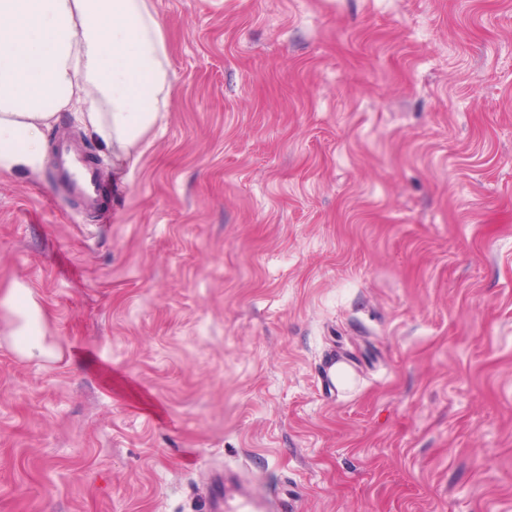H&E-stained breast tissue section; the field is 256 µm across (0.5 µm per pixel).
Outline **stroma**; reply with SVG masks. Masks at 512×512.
Segmentation results:
<instances>
[{
	"label": "stroma",
	"instance_id": "obj_1",
	"mask_svg": "<svg viewBox=\"0 0 512 512\" xmlns=\"http://www.w3.org/2000/svg\"><path fill=\"white\" fill-rule=\"evenodd\" d=\"M164 118L112 188L0 172V512H512V0H150ZM359 375L332 395L323 369ZM3 302L20 322L14 331L15 350L28 359L51 356V349L42 333V313L31 299L29 289L22 285L9 288ZM202 508L206 512L224 511V481L222 476L210 479L207 493L202 500ZM235 512H288V504L277 502L272 498H258L247 489L236 491Z\"/></svg>",
	"mask_w": 512,
	"mask_h": 512
}]
</instances>
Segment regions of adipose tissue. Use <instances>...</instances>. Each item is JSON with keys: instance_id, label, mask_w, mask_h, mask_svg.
Masks as SVG:
<instances>
[{"instance_id": "adipose-tissue-1", "label": "adipose tissue", "mask_w": 512, "mask_h": 512, "mask_svg": "<svg viewBox=\"0 0 512 512\" xmlns=\"http://www.w3.org/2000/svg\"><path fill=\"white\" fill-rule=\"evenodd\" d=\"M166 59L149 0H0V171H40L45 132L66 108L118 163L137 160L162 117ZM4 302L19 320L15 350L49 357L28 288Z\"/></svg>"}]
</instances>
